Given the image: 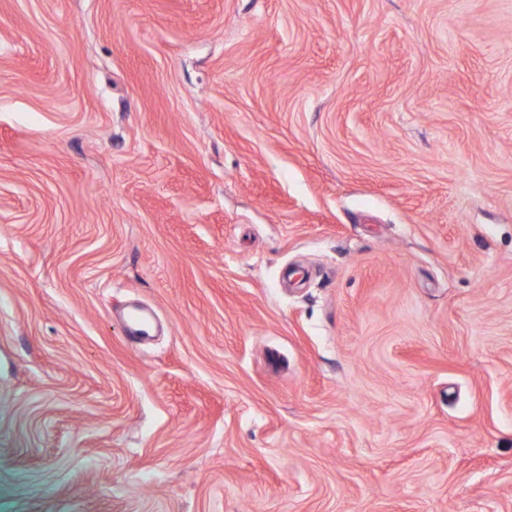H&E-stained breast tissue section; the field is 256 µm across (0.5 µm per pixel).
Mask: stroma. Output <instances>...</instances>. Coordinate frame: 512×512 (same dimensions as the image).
I'll return each instance as SVG.
<instances>
[{
	"mask_svg": "<svg viewBox=\"0 0 512 512\" xmlns=\"http://www.w3.org/2000/svg\"><path fill=\"white\" fill-rule=\"evenodd\" d=\"M0 512H512V0H0Z\"/></svg>",
	"mask_w": 512,
	"mask_h": 512,
	"instance_id": "obj_1",
	"label": "stroma"
}]
</instances>
